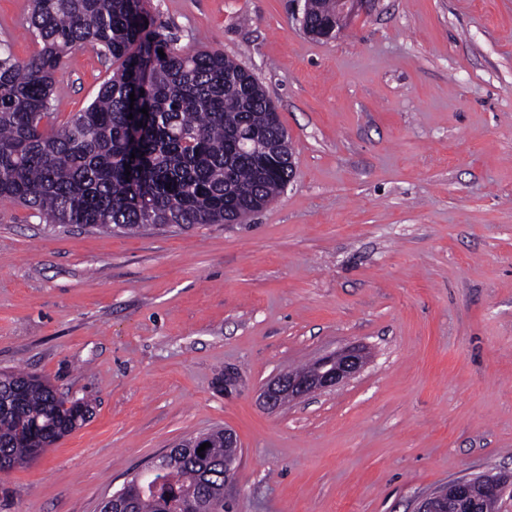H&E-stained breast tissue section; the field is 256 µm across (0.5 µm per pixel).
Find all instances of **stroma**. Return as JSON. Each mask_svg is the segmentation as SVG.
I'll use <instances>...</instances> for the list:
<instances>
[{
	"label": "stroma",
	"instance_id": "stroma-1",
	"mask_svg": "<svg viewBox=\"0 0 512 512\" xmlns=\"http://www.w3.org/2000/svg\"><path fill=\"white\" fill-rule=\"evenodd\" d=\"M187 50L265 86L295 179L238 224L134 235L0 201V373L91 417L0 475V512H99L180 441L224 427L233 512H414L512 474V0H376L329 41L304 0H143ZM30 0H0L28 60ZM56 75L54 117L112 64ZM350 345L367 366L270 412L269 378ZM471 480H456L447 489L422 497L415 512H461L475 507L478 497Z\"/></svg>",
	"mask_w": 512,
	"mask_h": 512
}]
</instances>
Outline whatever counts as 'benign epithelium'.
Masks as SVG:
<instances>
[{"label": "benign epithelium", "mask_w": 512, "mask_h": 512, "mask_svg": "<svg viewBox=\"0 0 512 512\" xmlns=\"http://www.w3.org/2000/svg\"><path fill=\"white\" fill-rule=\"evenodd\" d=\"M374 0H336V16L344 22L368 8ZM369 361L364 347L353 345L315 361L309 372L288 371L272 378L260 394L262 405L276 410L312 393L332 390L358 375ZM471 480H456L447 489L422 497L415 512H460L475 507L478 497ZM481 494L497 502L512 501V475L485 479Z\"/></svg>", "instance_id": "obj_1"}]
</instances>
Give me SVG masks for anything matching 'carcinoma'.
Listing matches in <instances>:
<instances>
[{"label": "carcinoma", "mask_w": 512, "mask_h": 512, "mask_svg": "<svg viewBox=\"0 0 512 512\" xmlns=\"http://www.w3.org/2000/svg\"><path fill=\"white\" fill-rule=\"evenodd\" d=\"M304 8L317 38L336 37V0H305ZM27 31L39 49L24 63L0 41V200L50 224L136 232L222 224L288 184L286 163L244 149L257 133L283 131L270 122L275 109L259 79L222 51L177 47L141 0H31ZM88 44L116 68L94 101L57 127L55 75ZM139 124L133 147L130 129ZM89 413L45 378L0 374V474L33 461ZM209 441L200 454L187 443L175 449L161 488L157 474L131 486L135 512H172L182 499L200 512H230L224 465L236 449L224 447L222 429Z\"/></svg>", "instance_id": "carcinoma-1"}]
</instances>
